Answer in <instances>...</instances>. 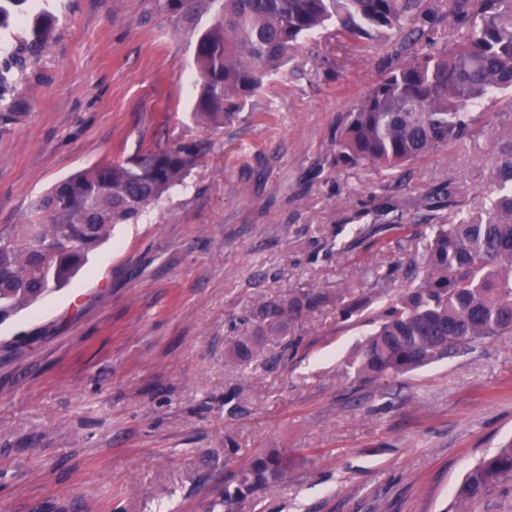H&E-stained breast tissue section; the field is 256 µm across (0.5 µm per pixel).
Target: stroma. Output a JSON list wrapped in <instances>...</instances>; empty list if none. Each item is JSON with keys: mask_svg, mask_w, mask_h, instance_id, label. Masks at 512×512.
<instances>
[{"mask_svg": "<svg viewBox=\"0 0 512 512\" xmlns=\"http://www.w3.org/2000/svg\"><path fill=\"white\" fill-rule=\"evenodd\" d=\"M56 16L0 111V224L57 180L176 141L207 154L183 185L118 224L62 288L0 322V512H224V480L267 448L299 460L235 512H448L472 464L512 440V336L394 382H353L373 325L328 308L251 364L230 342L297 288L375 296L406 285L452 185L487 202L502 125L409 170L337 169L338 117L387 42L327 27L212 130L194 115V41L155 0H36ZM402 233L361 238L370 223ZM236 445L226 454V440Z\"/></svg>", "mask_w": 512, "mask_h": 512, "instance_id": "stroma-1", "label": "stroma"}]
</instances>
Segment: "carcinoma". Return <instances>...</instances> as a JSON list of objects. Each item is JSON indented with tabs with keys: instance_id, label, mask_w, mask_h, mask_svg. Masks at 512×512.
<instances>
[{
	"instance_id": "carcinoma-1",
	"label": "carcinoma",
	"mask_w": 512,
	"mask_h": 512,
	"mask_svg": "<svg viewBox=\"0 0 512 512\" xmlns=\"http://www.w3.org/2000/svg\"><path fill=\"white\" fill-rule=\"evenodd\" d=\"M195 38L199 87L195 116L222 128L263 76L277 70L298 40L329 22L362 41L394 39L403 61L386 67L360 102L340 119L332 143L339 169L371 165L392 171L447 150L482 130L496 94L512 90V0H452V39L422 56L411 42L440 21L436 0H156ZM29 0H0V29L28 14ZM208 22H203V19ZM56 21L34 14L17 51L0 62V104L14 71L35 64ZM176 142L132 160L79 171L34 200L27 224H0V322L64 287L112 227L138 217L184 183L201 154ZM495 196L489 209L458 223L432 225L426 263L405 271L407 286L374 311L376 326L350 363L353 380L397 378L512 336V125L492 149ZM329 306L345 320L363 315L368 299L319 288L263 303L252 330L231 342L235 365L251 363L268 336H287ZM296 465L288 451L267 448L231 474L224 506L253 499ZM512 480V441L477 460L456 494L462 506Z\"/></svg>"
}]
</instances>
